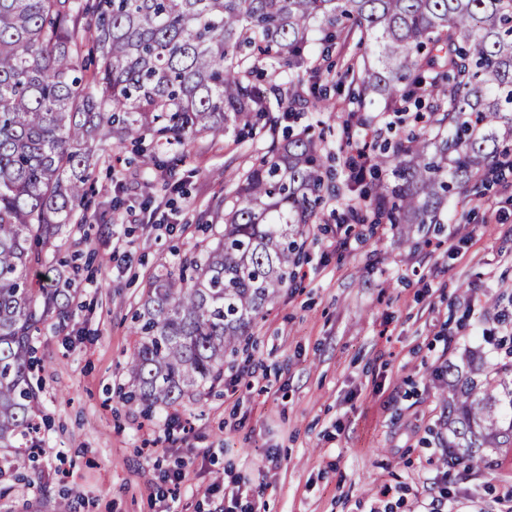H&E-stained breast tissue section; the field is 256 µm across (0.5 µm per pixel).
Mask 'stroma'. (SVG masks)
Listing matches in <instances>:
<instances>
[{
	"mask_svg": "<svg viewBox=\"0 0 512 512\" xmlns=\"http://www.w3.org/2000/svg\"><path fill=\"white\" fill-rule=\"evenodd\" d=\"M310 64L335 109L292 112L336 189L300 240L295 279L224 359V382L178 411L145 416L119 389L131 318L152 276L211 244L225 170H246L267 130L227 132L175 173L143 166L132 145L100 141L83 222L54 252L71 279L72 318L44 329L32 374L43 423L35 470L0 512H224V488L259 489L257 512H418L447 493L456 512H512V448L480 468L449 466L438 377L466 351L503 362L512 333V172L449 199L439 224H355L368 191L363 145L420 131L378 97L350 103L346 60ZM193 465L180 485L164 477Z\"/></svg>",
	"mask_w": 512,
	"mask_h": 512,
	"instance_id": "35a3bbf8",
	"label": "stroma"
}]
</instances>
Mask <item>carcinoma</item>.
<instances>
[{
	"instance_id": "obj_1",
	"label": "carcinoma",
	"mask_w": 512,
	"mask_h": 512,
	"mask_svg": "<svg viewBox=\"0 0 512 512\" xmlns=\"http://www.w3.org/2000/svg\"><path fill=\"white\" fill-rule=\"evenodd\" d=\"M326 51L350 40V100L382 97L408 112L426 97L435 135L413 134L373 168L352 217L440 224L448 194L509 166L512 0H0V448L25 447L40 411L30 374L42 329L71 319L69 280L50 247L93 192V142L188 147L232 127L279 124L286 102L323 112L304 86L312 33ZM230 203L211 245L152 277L134 313L138 337L122 399L145 411L224 380V357L291 282L300 239L325 195L319 145L271 141L251 167L224 172ZM448 402V452L473 468L512 447V378L467 356L439 386Z\"/></svg>"
}]
</instances>
